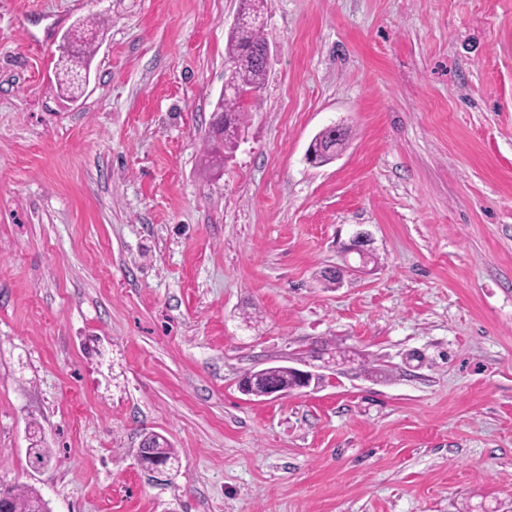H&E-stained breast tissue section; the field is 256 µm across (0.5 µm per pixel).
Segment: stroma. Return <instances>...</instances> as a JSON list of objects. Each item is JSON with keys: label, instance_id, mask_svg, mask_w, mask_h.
Masks as SVG:
<instances>
[{"label": "stroma", "instance_id": "stroma-1", "mask_svg": "<svg viewBox=\"0 0 512 512\" xmlns=\"http://www.w3.org/2000/svg\"><path fill=\"white\" fill-rule=\"evenodd\" d=\"M238 9L0 0V484L50 512H512V0H267L277 54L215 165ZM359 229L375 261L328 284ZM302 363L317 387L239 388ZM143 441L153 442L157 448H140V452L147 449L155 458L162 462H167L174 467L178 464V459L174 453L173 448L164 437L157 434H150L146 436ZM170 465L157 463L150 466L147 471H149V473L153 474L155 477H169L174 471V468H172Z\"/></svg>", "mask_w": 512, "mask_h": 512}]
</instances>
